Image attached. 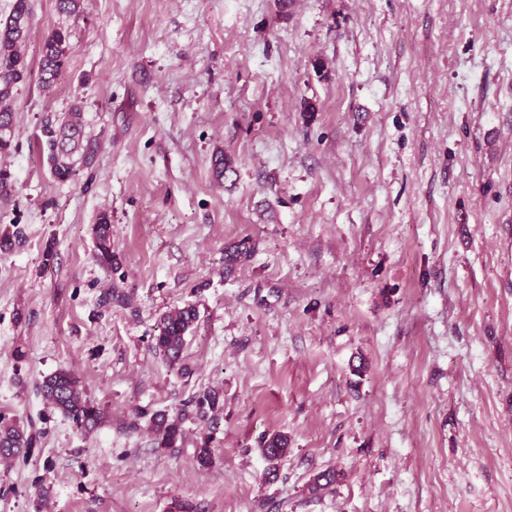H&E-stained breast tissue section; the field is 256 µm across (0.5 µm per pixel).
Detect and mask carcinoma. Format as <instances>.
Listing matches in <instances>:
<instances>
[{
    "label": "carcinoma",
    "instance_id": "carcinoma-1",
    "mask_svg": "<svg viewBox=\"0 0 512 512\" xmlns=\"http://www.w3.org/2000/svg\"><path fill=\"white\" fill-rule=\"evenodd\" d=\"M30 0H14L12 13L0 25V153L9 149L14 136L15 112L12 101L14 89L28 78V67L21 51L31 27ZM69 34L61 29L53 31L43 43L39 66V81L45 89L51 88L67 63ZM47 161L53 177L59 181L69 180L78 165L88 164L95 152V142L85 135L82 121V105L76 101L68 112L44 129ZM96 259L106 268L118 265L112 251V224L107 216L99 217L93 226ZM249 255L246 243L231 244L224 249V263L227 268L242 261ZM196 320L192 307L174 308L166 313L161 322L159 334L152 337L153 348L171 366L181 364L185 337ZM44 401L51 408L70 419L84 432L95 430L102 422L103 412L90 400L81 386L79 378L72 372L60 369L48 376L40 386ZM220 394L208 392L195 402V415L203 419L216 411ZM186 414L168 418L162 413L151 416L152 431L160 448H179L185 439L182 423ZM288 440L273 434L263 442L266 459L273 463L287 454ZM34 448V437L18 423L0 415V455L15 457L30 454Z\"/></svg>",
    "mask_w": 512,
    "mask_h": 512
}]
</instances>
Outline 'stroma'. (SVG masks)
Wrapping results in <instances>:
<instances>
[{
	"instance_id": "obj_1",
	"label": "stroma",
	"mask_w": 512,
	"mask_h": 512,
	"mask_svg": "<svg viewBox=\"0 0 512 512\" xmlns=\"http://www.w3.org/2000/svg\"><path fill=\"white\" fill-rule=\"evenodd\" d=\"M31 7L0 154V414L38 437L0 459V512H512V0ZM77 101L98 150L61 182L43 130ZM187 305L173 369L151 338ZM60 369L95 432L43 401ZM212 390L222 409L158 447L151 415ZM69 34L61 29L54 30L43 43L39 66V81L42 87L50 89L67 63ZM92 230L98 263L109 269L117 267V256L112 251V224L107 216L101 215Z\"/></svg>"
}]
</instances>
